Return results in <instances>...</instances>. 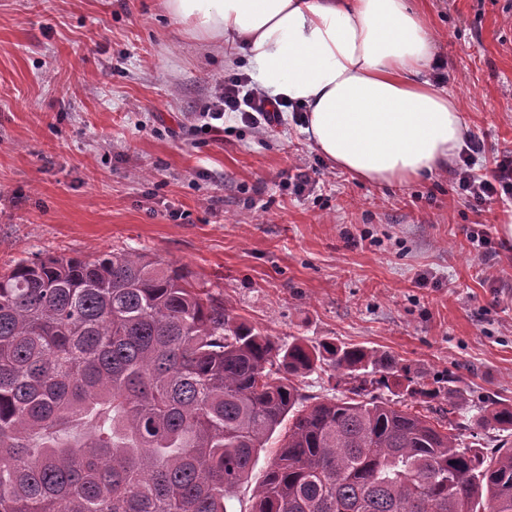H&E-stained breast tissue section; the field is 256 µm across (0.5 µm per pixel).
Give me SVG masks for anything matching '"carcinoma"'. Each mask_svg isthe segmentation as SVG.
Masks as SVG:
<instances>
[{
    "mask_svg": "<svg viewBox=\"0 0 512 512\" xmlns=\"http://www.w3.org/2000/svg\"><path fill=\"white\" fill-rule=\"evenodd\" d=\"M323 364L348 396L310 404ZM393 369L278 344L146 254L21 259L0 273V512H228L285 421L250 512H512V441L464 445L451 392L433 417L365 399ZM482 423L512 430V406Z\"/></svg>",
    "mask_w": 512,
    "mask_h": 512,
    "instance_id": "cac0c4a2",
    "label": "carcinoma"
}]
</instances>
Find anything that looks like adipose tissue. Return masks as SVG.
<instances>
[{
    "mask_svg": "<svg viewBox=\"0 0 512 512\" xmlns=\"http://www.w3.org/2000/svg\"><path fill=\"white\" fill-rule=\"evenodd\" d=\"M190 35L245 47L259 92L303 106L310 146L376 184L444 170L470 129L428 79L436 38L415 0H164Z\"/></svg>",
    "mask_w": 512,
    "mask_h": 512,
    "instance_id": "ef3b65f1",
    "label": "adipose tissue"
}]
</instances>
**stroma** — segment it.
I'll list each match as a JSON object with an SVG mask.
<instances>
[{"label":"stroma","instance_id":"obj_1","mask_svg":"<svg viewBox=\"0 0 512 512\" xmlns=\"http://www.w3.org/2000/svg\"><path fill=\"white\" fill-rule=\"evenodd\" d=\"M477 168L512 153V0H424ZM224 48L181 31L164 0H0V272L37 252L157 257L277 343L364 346L423 412L453 390L466 442L488 400L512 404V208L473 209L449 171L374 185L331 167L293 114L223 138L189 131L228 75ZM307 170L295 193L289 179ZM485 235L488 246L472 243Z\"/></svg>","mask_w":512,"mask_h":512}]
</instances>
